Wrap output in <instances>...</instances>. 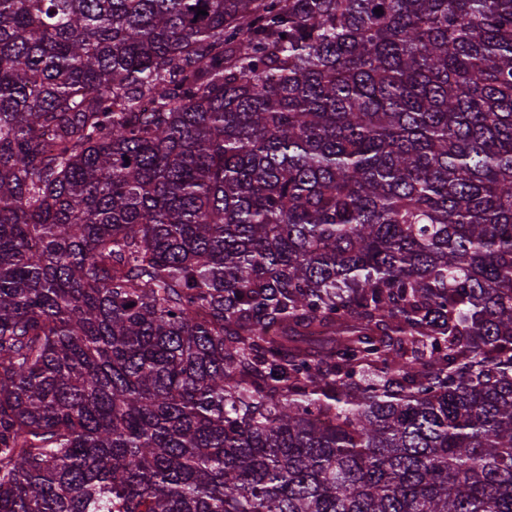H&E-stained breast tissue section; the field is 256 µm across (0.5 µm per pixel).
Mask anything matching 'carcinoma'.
I'll use <instances>...</instances> for the list:
<instances>
[{"label": "carcinoma", "mask_w": 512, "mask_h": 512, "mask_svg": "<svg viewBox=\"0 0 512 512\" xmlns=\"http://www.w3.org/2000/svg\"><path fill=\"white\" fill-rule=\"evenodd\" d=\"M0 512H512V0H0Z\"/></svg>", "instance_id": "obj_1"}]
</instances>
